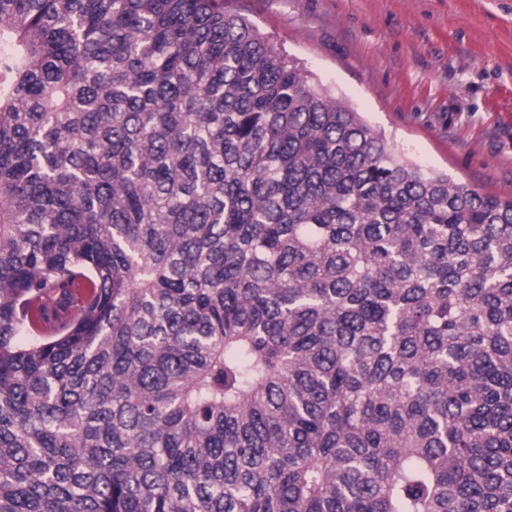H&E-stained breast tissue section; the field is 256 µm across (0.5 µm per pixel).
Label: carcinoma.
I'll list each match as a JSON object with an SVG mask.
<instances>
[{
  "label": "carcinoma",
  "instance_id": "1",
  "mask_svg": "<svg viewBox=\"0 0 512 512\" xmlns=\"http://www.w3.org/2000/svg\"><path fill=\"white\" fill-rule=\"evenodd\" d=\"M0 512H512V200L231 0H0Z\"/></svg>",
  "mask_w": 512,
  "mask_h": 512
}]
</instances>
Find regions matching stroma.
Returning a JSON list of instances; mask_svg holds the SVG:
<instances>
[{
  "instance_id": "35a3bbf8",
  "label": "stroma",
  "mask_w": 512,
  "mask_h": 512,
  "mask_svg": "<svg viewBox=\"0 0 512 512\" xmlns=\"http://www.w3.org/2000/svg\"><path fill=\"white\" fill-rule=\"evenodd\" d=\"M395 152L512 199V0H235Z\"/></svg>"
}]
</instances>
